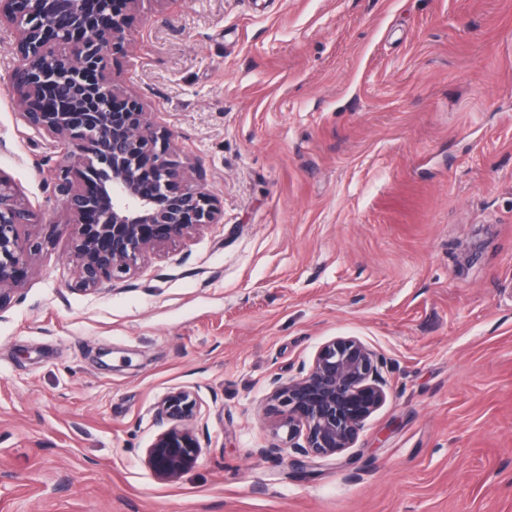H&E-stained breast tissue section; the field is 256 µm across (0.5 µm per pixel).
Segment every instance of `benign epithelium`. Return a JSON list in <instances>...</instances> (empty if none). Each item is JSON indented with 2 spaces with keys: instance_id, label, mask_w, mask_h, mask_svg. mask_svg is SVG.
Segmentation results:
<instances>
[{
  "instance_id": "7a95c632",
  "label": "benign epithelium",
  "mask_w": 512,
  "mask_h": 512,
  "mask_svg": "<svg viewBox=\"0 0 512 512\" xmlns=\"http://www.w3.org/2000/svg\"><path fill=\"white\" fill-rule=\"evenodd\" d=\"M140 0H0V27L14 31L10 81L20 118L61 148L52 175L71 226L75 284L95 292L141 262L191 240L223 219L203 173L179 159L173 133L158 126L141 99L116 85L109 54L125 48ZM38 213L0 174V310L32 265L39 245L27 227ZM381 362L360 340L323 343L307 372L274 381L265 413L287 432L296 469L354 447L365 421L386 401ZM200 405L185 389L162 396L164 426L146 449L155 475L174 481L202 451Z\"/></svg>"
}]
</instances>
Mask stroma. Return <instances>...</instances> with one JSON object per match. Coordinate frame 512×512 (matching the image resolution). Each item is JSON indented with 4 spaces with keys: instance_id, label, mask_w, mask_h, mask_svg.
I'll list each match as a JSON object with an SVG mask.
<instances>
[{
    "instance_id": "1",
    "label": "stroma",
    "mask_w": 512,
    "mask_h": 512,
    "mask_svg": "<svg viewBox=\"0 0 512 512\" xmlns=\"http://www.w3.org/2000/svg\"><path fill=\"white\" fill-rule=\"evenodd\" d=\"M0 34V174L42 248L0 310V512H512V0H141L113 80L222 223L94 293ZM353 336L384 405L294 472L273 379ZM186 389L202 452L147 467Z\"/></svg>"
}]
</instances>
